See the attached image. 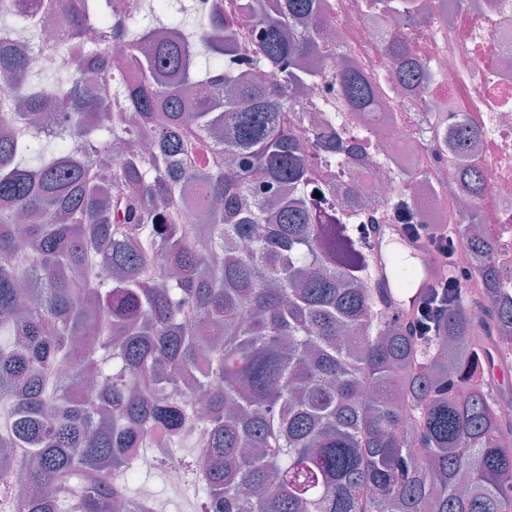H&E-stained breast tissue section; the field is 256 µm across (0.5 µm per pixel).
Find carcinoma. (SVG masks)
Wrapping results in <instances>:
<instances>
[{"label": "carcinoma", "mask_w": 512, "mask_h": 512, "mask_svg": "<svg viewBox=\"0 0 512 512\" xmlns=\"http://www.w3.org/2000/svg\"><path fill=\"white\" fill-rule=\"evenodd\" d=\"M103 2L13 14L21 38L50 20L80 46L41 43L44 71L72 77L69 126L50 134L23 46L0 42V96L17 93L0 113L11 512H61L66 499L70 512H130L137 451L187 442L206 458L205 512H512V409L472 379L509 358L495 330L512 306L482 288L489 235H448V260L467 248L476 287H448L435 313L401 320L371 288L359 198L346 194L338 221L336 187L321 210L308 197L314 168L355 146L290 102L313 85L354 112L376 97L356 67L326 75L336 55L321 0H236L257 25L247 53L217 3L196 45L161 19L168 0H151L160 19L138 34ZM374 3L415 16L409 0ZM382 51L401 83L424 87L402 36ZM478 140L458 127L461 152ZM461 185L477 224L483 170Z\"/></svg>", "instance_id": "cac0c4a2"}]
</instances>
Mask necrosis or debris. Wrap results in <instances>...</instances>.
Wrapping results in <instances>:
<instances>
[{
  "instance_id": "4bbe7bcc",
  "label": "necrosis or debris",
  "mask_w": 512,
  "mask_h": 512,
  "mask_svg": "<svg viewBox=\"0 0 512 512\" xmlns=\"http://www.w3.org/2000/svg\"><path fill=\"white\" fill-rule=\"evenodd\" d=\"M327 30L344 62L377 88L372 113L342 110L335 97L310 90L302 102L316 119L336 115L346 138H359L357 164L369 175L370 208L378 221L397 223L391 207L404 197L422 224L465 223L451 181L456 169L477 164L487 173L482 222L495 243V285L512 293V0H421L420 24L379 19L372 0H323ZM403 33L412 57L429 75L413 92L397 82L381 51L386 36ZM479 132V150L458 154L455 129ZM409 177L403 195L398 174Z\"/></svg>"
}]
</instances>
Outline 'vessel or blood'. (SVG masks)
<instances>
[{
    "instance_id": "b4317fda",
    "label": "vessel or blood",
    "mask_w": 512,
    "mask_h": 512,
    "mask_svg": "<svg viewBox=\"0 0 512 512\" xmlns=\"http://www.w3.org/2000/svg\"><path fill=\"white\" fill-rule=\"evenodd\" d=\"M442 265L421 241L405 235L394 224L376 225L371 248V284L401 317H411Z\"/></svg>"
}]
</instances>
